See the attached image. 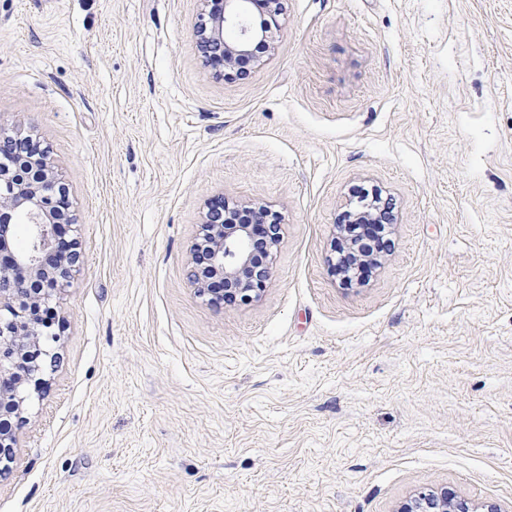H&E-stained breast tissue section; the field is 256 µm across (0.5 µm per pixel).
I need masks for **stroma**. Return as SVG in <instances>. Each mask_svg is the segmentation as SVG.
Here are the masks:
<instances>
[{
    "label": "stroma",
    "instance_id": "35a3bbf8",
    "mask_svg": "<svg viewBox=\"0 0 512 512\" xmlns=\"http://www.w3.org/2000/svg\"><path fill=\"white\" fill-rule=\"evenodd\" d=\"M200 0H0V138L47 147L83 262L0 512H512V0H285L244 74ZM395 216L347 281L336 225ZM282 218L198 296L210 203ZM224 200L212 203L200 224L198 236L192 249L188 279L197 287L201 296L209 295V301H224L223 294H212L203 283L204 272L224 279L231 288L224 289L248 297L263 291L271 277V267L260 263L254 248L253 227L260 226V237H266L267 248L276 246L280 239L281 224H255L253 215L247 218L249 224H220L214 212L221 211Z\"/></svg>",
    "mask_w": 512,
    "mask_h": 512
}]
</instances>
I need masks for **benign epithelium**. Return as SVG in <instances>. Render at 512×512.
<instances>
[{"mask_svg":"<svg viewBox=\"0 0 512 512\" xmlns=\"http://www.w3.org/2000/svg\"><path fill=\"white\" fill-rule=\"evenodd\" d=\"M204 12L197 28L199 43L209 61L231 71L241 59L257 60L255 46H273L282 14V0H202ZM265 10L258 25L253 9ZM237 27L236 38L224 40V25ZM72 203L48 153L25 149L13 153L9 166L0 164V417L21 418L30 388H39L44 376L56 367L57 353L42 340H58L56 323L39 318L37 306L46 304L68 286L79 272L81 253L77 238L66 239L73 225ZM219 200L208 208L192 249L188 279L201 296L221 301L203 283L210 272L229 286V291L251 295L263 291L271 268L258 261L253 225L221 224L214 212L223 209ZM24 214L32 227L31 242L24 252H13L7 243L14 224L11 216ZM394 221L387 208L361 211L349 208L336 225L339 238L338 267L349 274L381 264L385 241L381 233L371 243L357 237L353 228L367 224L378 230ZM24 286L19 294L17 284ZM14 430L0 427V475L2 463L13 456Z\"/></svg>","mask_w":512,"mask_h":512,"instance_id":"obj_1","label":"benign epithelium"}]
</instances>
